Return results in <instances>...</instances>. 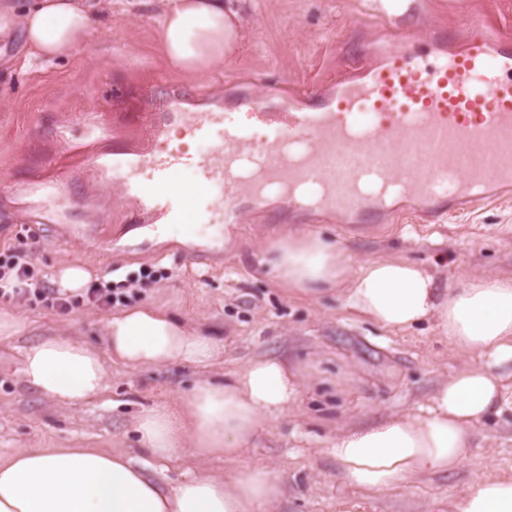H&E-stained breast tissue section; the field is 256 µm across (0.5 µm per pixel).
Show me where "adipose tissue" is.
I'll use <instances>...</instances> for the list:
<instances>
[{
  "instance_id": "ef3b65f1",
  "label": "adipose tissue",
  "mask_w": 512,
  "mask_h": 512,
  "mask_svg": "<svg viewBox=\"0 0 512 512\" xmlns=\"http://www.w3.org/2000/svg\"><path fill=\"white\" fill-rule=\"evenodd\" d=\"M248 0H162L157 39L166 63L201 76L222 65L242 37ZM112 0H16L0 24L19 25L29 61L67 57L107 18ZM259 265L289 293L339 294L346 307L382 328L409 331L432 323L453 347L473 355L442 379L419 414H392L349 426L329 448L338 474L361 496L341 512H365L372 496L406 482L456 471L476 428L501 415L512 382V272L459 278L437 287L434 276L406 258L355 262L336 239L292 230L268 241ZM104 348L74 337L46 336L23 351V382L65 406L107 387L106 360L139 369L181 362L208 366L221 340L142 304L109 315ZM301 390L300 373L278 358H258L216 381L196 382L177 406L144 408L134 423L141 447L159 460L190 453L221 458L224 476L192 472L161 483L122 451L27 448L0 459V512H266L283 488L267 468L233 469L270 416ZM450 512H512V472L496 471L454 499Z\"/></svg>"
}]
</instances>
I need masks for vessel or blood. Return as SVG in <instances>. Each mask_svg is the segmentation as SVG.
Masks as SVG:
<instances>
[{"instance_id":"b4317fda","label":"vessel or blood","mask_w":512,"mask_h":512,"mask_svg":"<svg viewBox=\"0 0 512 512\" xmlns=\"http://www.w3.org/2000/svg\"><path fill=\"white\" fill-rule=\"evenodd\" d=\"M472 27L459 50L438 30L403 34L302 107L275 113L251 98L236 111L184 113L204 151L150 149L116 178L138 209L198 224L222 223L243 201L262 210L272 193L361 224L391 215L383 186L428 222L456 201L477 206L512 188V45L490 22ZM187 171L193 198L172 187Z\"/></svg>"}]
</instances>
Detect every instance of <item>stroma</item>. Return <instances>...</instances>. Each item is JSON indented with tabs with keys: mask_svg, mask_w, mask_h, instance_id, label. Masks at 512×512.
Instances as JSON below:
<instances>
[{
	"mask_svg": "<svg viewBox=\"0 0 512 512\" xmlns=\"http://www.w3.org/2000/svg\"><path fill=\"white\" fill-rule=\"evenodd\" d=\"M157 10L156 0L131 11L114 0L111 23L50 64L27 62L20 29L0 32V247L26 243L46 283L57 268L79 264L120 291L108 308L82 294L65 311L31 296L0 300L1 311L24 322L0 338V457L72 445L144 457L134 431L143 407L175 402L199 379L275 357L300 368L308 382L297 402L253 438L241 464L269 467L280 479L284 496L275 512H339V503L359 492L338 477L326 453L337 431L417 410L468 358L431 324L395 333L355 315L336 294H287L260 268V249L267 238L304 227L337 238L360 261L417 262L443 288L466 275L512 270V196L430 224L418 222L406 205L391 222L348 224L329 216L294 219L278 200L262 214L244 204L232 236L207 244L159 235L156 219H137L121 186L101 180L90 156L107 153L121 164L128 153L146 151L149 133L138 127V116L174 97L186 109L225 108L244 94L289 95L355 75L373 62L375 41L401 28L416 34L442 28L456 47L475 16L512 30V0H411L396 17L365 0H252L236 51L204 77L165 63L155 45ZM57 160L69 176L64 191L47 201L37 186ZM201 247L209 261L193 264ZM145 268L156 280L129 285V276ZM143 303L223 337V354L205 370L109 365L106 390L73 407L23 383L20 354L28 345L49 335L103 345V319ZM494 467L512 468V406L478 426L464 468L384 492L367 512H428Z\"/></svg>",
	"mask_w": 512,
	"mask_h": 512,
	"instance_id": "35a3bbf8",
	"label": "stroma"
}]
</instances>
